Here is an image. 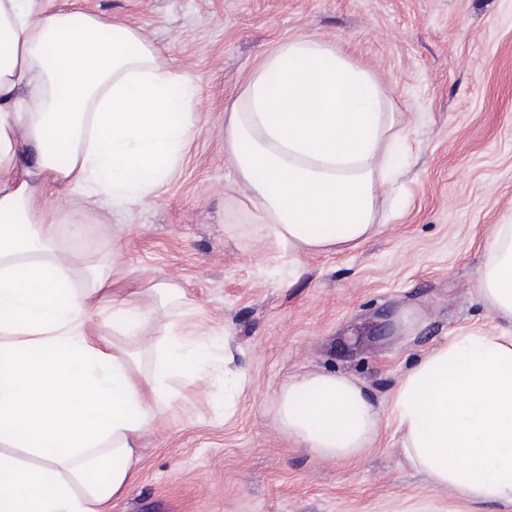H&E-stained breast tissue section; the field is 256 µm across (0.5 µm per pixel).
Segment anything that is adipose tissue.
Returning a JSON list of instances; mask_svg holds the SVG:
<instances>
[{
	"mask_svg": "<svg viewBox=\"0 0 512 512\" xmlns=\"http://www.w3.org/2000/svg\"><path fill=\"white\" fill-rule=\"evenodd\" d=\"M193 85L131 26L72 0H0V512H112L176 381L208 342L168 322L180 292L117 287L118 251L73 263L62 238L89 201L151 198L196 126ZM389 93L337 48L281 39L232 103L224 141L269 237L321 251L367 239L403 142ZM480 294L512 324V224L487 241ZM112 322V338L91 312ZM162 335H144L149 324ZM151 353V371L139 367ZM407 462L473 502L512 503V327L421 359L391 404ZM300 447L350 461L381 412L353 378L312 372L276 395Z\"/></svg>",
	"mask_w": 512,
	"mask_h": 512,
	"instance_id": "ef3b65f1",
	"label": "adipose tissue"
}]
</instances>
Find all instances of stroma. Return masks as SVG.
Masks as SVG:
<instances>
[{
	"instance_id": "obj_1",
	"label": "stroma",
	"mask_w": 512,
	"mask_h": 512,
	"mask_svg": "<svg viewBox=\"0 0 512 512\" xmlns=\"http://www.w3.org/2000/svg\"><path fill=\"white\" fill-rule=\"evenodd\" d=\"M139 28L197 90L195 132L149 202L86 211L74 253L119 246L127 284L179 285L170 318L228 337L224 362L184 380L112 512H512L435 486L401 451L387 408L405 373L460 329L503 322L478 292L494 225L512 222V0H75ZM335 45L391 92L407 148L376 202L372 235L305 252L264 235L226 156L224 117L284 36ZM353 378L382 408L350 462L279 433L292 376Z\"/></svg>"
}]
</instances>
